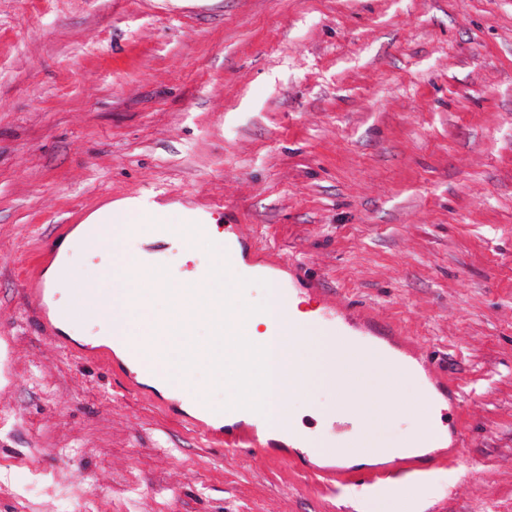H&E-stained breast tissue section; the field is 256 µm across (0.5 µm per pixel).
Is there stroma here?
Segmentation results:
<instances>
[{
	"mask_svg": "<svg viewBox=\"0 0 512 512\" xmlns=\"http://www.w3.org/2000/svg\"><path fill=\"white\" fill-rule=\"evenodd\" d=\"M126 197L241 225L458 397L389 490L224 452L42 330L46 243ZM0 512H512V0H0Z\"/></svg>",
	"mask_w": 512,
	"mask_h": 512,
	"instance_id": "35a3bbf8",
	"label": "stroma"
}]
</instances>
